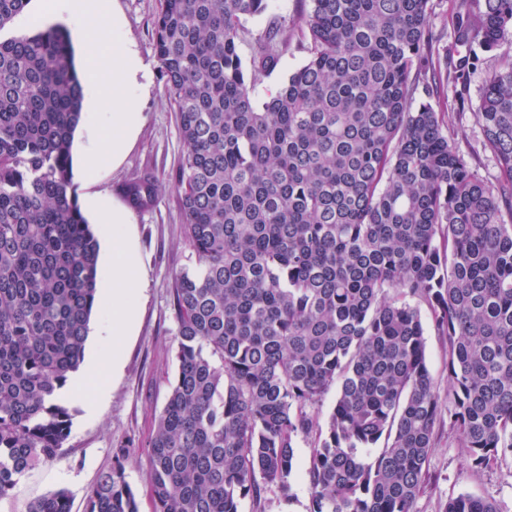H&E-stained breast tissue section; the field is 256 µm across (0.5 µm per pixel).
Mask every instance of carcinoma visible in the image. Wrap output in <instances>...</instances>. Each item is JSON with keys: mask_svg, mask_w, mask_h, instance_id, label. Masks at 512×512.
Instances as JSON below:
<instances>
[{"mask_svg": "<svg viewBox=\"0 0 512 512\" xmlns=\"http://www.w3.org/2000/svg\"><path fill=\"white\" fill-rule=\"evenodd\" d=\"M29 3L0 0V28ZM310 3L308 59L259 107L254 82L288 35L270 23L248 69L237 47L267 0H161L154 48L184 145L170 181L196 266L170 293L177 370L149 443L154 512H240L268 487L288 498L300 439L311 512H416L441 423L477 469L512 458V62L487 73L474 113L489 182L454 113L415 103L448 84L431 0ZM509 34L512 0H452L455 78ZM85 94L68 30L0 41V499L71 432L57 394L83 362L100 278L73 189ZM156 189L139 179L125 194L140 208ZM430 331L448 342L444 396ZM128 460L115 456L84 512H139ZM28 512H71L69 492ZM443 512L500 510L460 493Z\"/></svg>", "mask_w": 512, "mask_h": 512, "instance_id": "carcinoma-1", "label": "carcinoma"}]
</instances>
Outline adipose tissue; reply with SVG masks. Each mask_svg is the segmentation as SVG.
Returning a JSON list of instances; mask_svg holds the SVG:
<instances>
[{
	"mask_svg": "<svg viewBox=\"0 0 512 512\" xmlns=\"http://www.w3.org/2000/svg\"><path fill=\"white\" fill-rule=\"evenodd\" d=\"M52 12L67 13L73 21V34L86 49L87 63L97 80L102 104L112 112V132L100 135L97 148L120 154L128 134L138 122L134 90L144 73L137 53L126 43L113 40L103 46L91 40V32L105 15L103 0H50ZM127 223L120 214L112 216V274L101 296L112 313L109 331L114 338L111 350L91 357L80 374L70 381L72 391H82L99 373L101 365L120 369L123 348L120 337L127 335L136 313V303L146 283L140 264L126 241Z\"/></svg>",
	"mask_w": 512,
	"mask_h": 512,
	"instance_id": "adipose-tissue-1",
	"label": "adipose tissue"
}]
</instances>
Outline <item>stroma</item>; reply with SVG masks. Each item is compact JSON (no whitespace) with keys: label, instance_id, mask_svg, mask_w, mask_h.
Listing matches in <instances>:
<instances>
[{"label":"stroma","instance_id":"1","mask_svg":"<svg viewBox=\"0 0 512 512\" xmlns=\"http://www.w3.org/2000/svg\"><path fill=\"white\" fill-rule=\"evenodd\" d=\"M112 2L117 21L104 23L101 38L108 43L113 32H120L122 40L138 51L150 81L148 86L136 91L140 120L124 153L117 158L108 153L101 155L89 171L83 167V157L93 146L95 133L111 126L112 115L99 109L95 87L87 85L85 114L73 149L74 186L103 254L109 250L112 229L101 223L100 212L117 209L125 213L130 223V242L139 257L147 288L133 334L122 341L121 374L113 375L108 369L99 374L107 388L106 400L94 411L88 409L83 398L68 400L72 428L58 460L26 472L10 495L0 499V512H28L34 500L59 488L69 491L72 512H83L87 489L111 466L116 452L122 448L131 453L127 475L133 489L143 496L141 510L151 512L152 509L144 496L149 441L177 367L170 290L175 274L192 266L195 258L184 239L179 195L168 182L182 155L183 144L177 114L165 93L154 50L153 28L160 0ZM306 6V0H268L264 13L246 20L245 26L252 37L238 45L243 62H250L253 38L269 23H278L289 41L288 52L277 70L257 79L256 104L268 101L288 74L305 62L307 42L295 20ZM56 25L67 28L71 22L66 15L44 10L42 0H30L23 14L0 29V37L7 39ZM480 59L478 69L467 80H449L448 109L462 114L461 130L469 145L467 160L472 170L490 180L497 173V165L482 150L483 134L473 114L482 96L485 76L501 66L503 53L487 51L481 53ZM143 177L156 179L159 190L150 206L136 208L127 201L124 189L128 182ZM312 453L310 444L299 443L291 498L270 492L261 507L247 501L242 505V512H311L307 470ZM466 492L495 499L502 512H512V461L507 459L478 471L470 469L456 435L449 433L447 427L438 426L428 480L417 500L416 512H442L448 496Z\"/></svg>","mask_w":512,"mask_h":512}]
</instances>
